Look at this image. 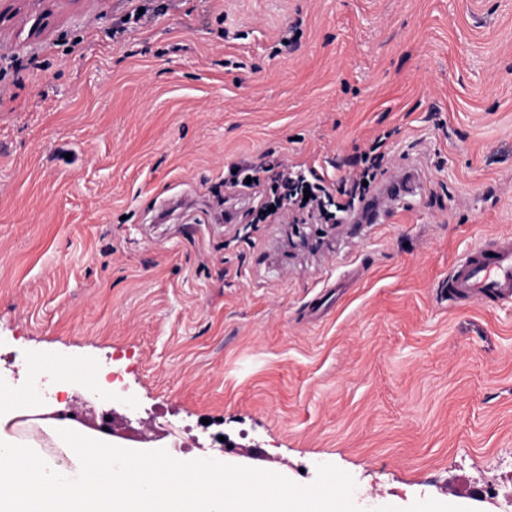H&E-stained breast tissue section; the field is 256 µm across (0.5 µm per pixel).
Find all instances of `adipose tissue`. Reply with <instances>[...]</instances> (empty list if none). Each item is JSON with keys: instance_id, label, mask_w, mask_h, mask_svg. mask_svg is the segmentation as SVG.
Here are the masks:
<instances>
[{"instance_id": "obj_1", "label": "adipose tissue", "mask_w": 512, "mask_h": 512, "mask_svg": "<svg viewBox=\"0 0 512 512\" xmlns=\"http://www.w3.org/2000/svg\"><path fill=\"white\" fill-rule=\"evenodd\" d=\"M305 493H250L221 467L116 454L111 437L0 399V512H288Z\"/></svg>"}]
</instances>
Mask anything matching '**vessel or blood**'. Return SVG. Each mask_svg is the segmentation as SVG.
Returning <instances> with one entry per match:
<instances>
[{
	"label": "vessel or blood",
	"instance_id": "obj_1",
	"mask_svg": "<svg viewBox=\"0 0 512 512\" xmlns=\"http://www.w3.org/2000/svg\"><path fill=\"white\" fill-rule=\"evenodd\" d=\"M407 192L408 186L401 178L385 179L368 202L365 223H386ZM445 294L456 300L476 299L488 304L511 302L512 238L503 237L493 246L469 250L449 271Z\"/></svg>",
	"mask_w": 512,
	"mask_h": 512
}]
</instances>
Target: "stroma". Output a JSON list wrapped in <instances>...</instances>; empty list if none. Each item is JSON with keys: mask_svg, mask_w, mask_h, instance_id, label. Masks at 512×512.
<instances>
[{"mask_svg": "<svg viewBox=\"0 0 512 512\" xmlns=\"http://www.w3.org/2000/svg\"><path fill=\"white\" fill-rule=\"evenodd\" d=\"M147 4L118 39L131 0L0 20V396L79 386L163 423L129 450L341 512H512V303L439 293L512 236V0ZM382 133L416 180L387 223L294 248L225 196L242 158L339 182Z\"/></svg>", "mask_w": 512, "mask_h": 512, "instance_id": "stroma-1", "label": "stroma"}]
</instances>
